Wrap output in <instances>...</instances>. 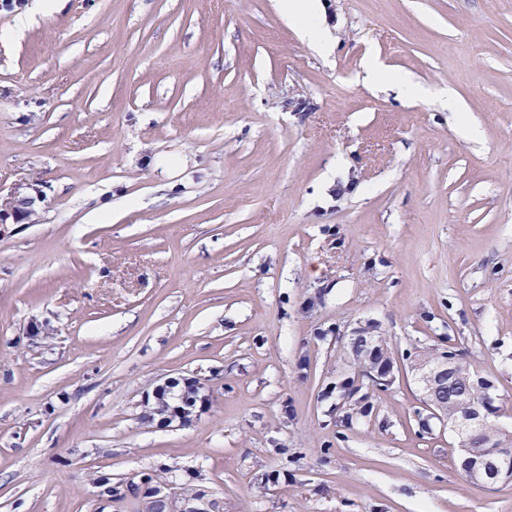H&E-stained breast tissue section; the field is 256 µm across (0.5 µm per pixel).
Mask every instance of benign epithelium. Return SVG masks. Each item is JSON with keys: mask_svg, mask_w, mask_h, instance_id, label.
<instances>
[{"mask_svg": "<svg viewBox=\"0 0 512 512\" xmlns=\"http://www.w3.org/2000/svg\"><path fill=\"white\" fill-rule=\"evenodd\" d=\"M42 201L37 185L27 183L19 185L7 196H0V225L25 224L34 212L36 203ZM361 355L371 359L365 373L376 384L388 381L392 371L391 359L380 354L379 341L373 336H359ZM418 375L424 392L426 405L433 415L446 421L448 429L457 436L482 429L487 421L486 403H474L465 407H450L440 397L441 390L448 385V378L455 376L457 357L447 354L441 357L422 358L411 366ZM154 399L157 411L168 412L178 419L185 418L186 410L180 406H172L166 399L162 389L156 390ZM462 453V471L467 480L474 484L492 487L512 480V448H496L492 452L476 458L469 448L460 449Z\"/></svg>", "mask_w": 512, "mask_h": 512, "instance_id": "benign-epithelium-1", "label": "benign epithelium"}]
</instances>
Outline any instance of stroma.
Returning a JSON list of instances; mask_svg holds the SVG:
<instances>
[{
    "mask_svg": "<svg viewBox=\"0 0 512 512\" xmlns=\"http://www.w3.org/2000/svg\"><path fill=\"white\" fill-rule=\"evenodd\" d=\"M321 3L325 54L278 0L0 7V193L44 196L0 226V512H154L104 491L147 475L164 512H512L409 371L454 351L512 431V0ZM360 342L361 355L371 358L365 373L376 384H384L392 371V362L386 355L380 356L379 341L373 336H357L355 342Z\"/></svg>",
    "mask_w": 512,
    "mask_h": 512,
    "instance_id": "obj_1",
    "label": "stroma"
}]
</instances>
